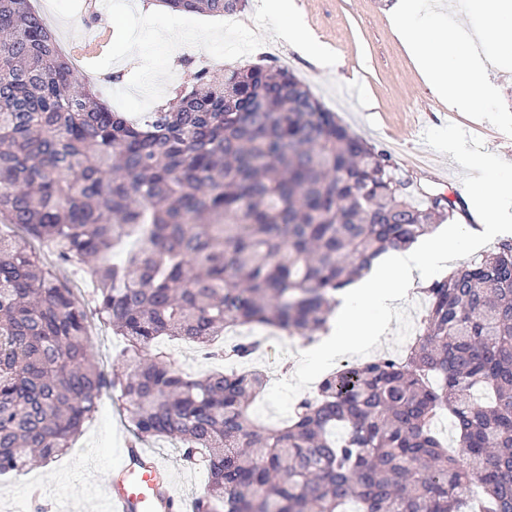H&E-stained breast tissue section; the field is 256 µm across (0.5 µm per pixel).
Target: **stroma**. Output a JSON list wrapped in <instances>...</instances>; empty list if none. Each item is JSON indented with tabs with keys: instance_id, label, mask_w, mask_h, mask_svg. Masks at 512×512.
Listing matches in <instances>:
<instances>
[{
	"instance_id": "35a3bbf8",
	"label": "stroma",
	"mask_w": 512,
	"mask_h": 512,
	"mask_svg": "<svg viewBox=\"0 0 512 512\" xmlns=\"http://www.w3.org/2000/svg\"><path fill=\"white\" fill-rule=\"evenodd\" d=\"M87 2L33 0L37 15L49 26L69 19L77 22L79 30L100 29L107 40H114L116 31L109 15L92 14ZM294 2L307 26L340 55L342 65L338 73L326 74L292 50L288 53L289 69L353 133L387 150L403 177L424 190L457 200L463 210L459 223L472 224L478 201L464 194V169L459 157L448 151V134L456 132L470 151L498 159L504 166L502 179L506 182H512V136L489 122L461 113L448 114L436 102L389 23L388 15L396 0ZM38 250L87 312V346L92 361L108 375L123 370L124 340L96 313L88 267L61 262L46 245H39ZM422 315L413 302L398 305L390 313L385 339L360 354V361L401 353ZM303 346V338L264 333L258 362L270 381L253 409L259 421L271 424L285 419L296 401L312 393L339 367L336 359L321 363L315 355H302ZM129 434L121 401L112 391H104L97 412L65 455L20 475L0 476V512H32L31 505L37 499L66 512H104L102 482L117 464L119 450ZM146 446L164 457L179 494L185 501H192L207 481L205 471L184 470L174 440L155 438Z\"/></svg>"
}]
</instances>
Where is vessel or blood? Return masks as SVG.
I'll list each match as a JSON object with an SVG mask.
<instances>
[{
    "label": "vessel or blood",
    "instance_id": "obj_1",
    "mask_svg": "<svg viewBox=\"0 0 512 512\" xmlns=\"http://www.w3.org/2000/svg\"><path fill=\"white\" fill-rule=\"evenodd\" d=\"M103 488L108 512H186L183 498L171 488L169 465L145 448H123Z\"/></svg>",
    "mask_w": 512,
    "mask_h": 512
}]
</instances>
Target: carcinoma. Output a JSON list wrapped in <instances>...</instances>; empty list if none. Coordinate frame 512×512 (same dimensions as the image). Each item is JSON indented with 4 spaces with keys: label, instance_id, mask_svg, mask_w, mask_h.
I'll list each match as a JSON object with an SVG mask.
<instances>
[{
    "label": "carcinoma",
    "instance_id": "1",
    "mask_svg": "<svg viewBox=\"0 0 512 512\" xmlns=\"http://www.w3.org/2000/svg\"><path fill=\"white\" fill-rule=\"evenodd\" d=\"M160 2L222 17L240 0ZM196 80L132 121L79 83L32 0H0V222L91 265L129 360L106 378L71 290L0 236V475L65 454L110 389L138 440L200 455L192 512H512V238L423 289L403 355L330 374L281 425L252 419L265 371L193 377L158 345L246 363L261 342L219 347L225 329L311 341L337 291L458 211L404 190L392 156L315 110L288 70ZM445 411L464 465L434 429Z\"/></svg>",
    "mask_w": 512,
    "mask_h": 512
}]
</instances>
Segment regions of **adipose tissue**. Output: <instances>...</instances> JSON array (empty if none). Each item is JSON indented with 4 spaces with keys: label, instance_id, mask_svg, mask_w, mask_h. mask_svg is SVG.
Here are the masks:
<instances>
[{
    "label": "adipose tissue",
    "instance_id": "ef3b65f1",
    "mask_svg": "<svg viewBox=\"0 0 512 512\" xmlns=\"http://www.w3.org/2000/svg\"><path fill=\"white\" fill-rule=\"evenodd\" d=\"M448 150L462 154L456 135H449ZM467 190L481 199V221L492 234L512 228V189L506 188L495 164L483 155L462 154ZM468 234L465 228L422 238L417 247L392 251L386 262L339 296L333 326L320 342L319 358L326 359L368 347L386 320V311L414 288L415 272L431 270L459 252Z\"/></svg>",
    "mask_w": 512,
    "mask_h": 512
}]
</instances>
